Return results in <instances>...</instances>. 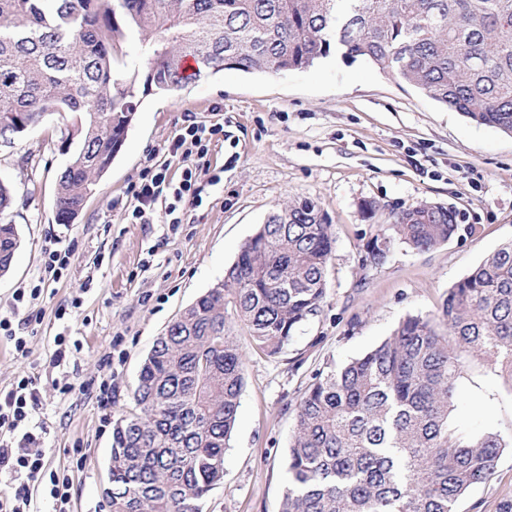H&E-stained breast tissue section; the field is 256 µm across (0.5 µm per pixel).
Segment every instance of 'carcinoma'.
<instances>
[{"mask_svg":"<svg viewBox=\"0 0 512 512\" xmlns=\"http://www.w3.org/2000/svg\"><path fill=\"white\" fill-rule=\"evenodd\" d=\"M136 42L141 78L114 50ZM336 52L426 93L470 121L512 134V0H0V142L48 112L70 115L55 220L71 224L124 143L143 93L179 89L191 57L281 73ZM11 188L0 182V274L18 247ZM392 229L417 251L458 230L454 212L419 204ZM336 240L311 200L270 212L224 280L185 309L141 365L112 424V512H202L224 479L244 385L232 330L275 356L317 315ZM367 246L363 265L384 262ZM512 375V241L448 290L433 317L406 318L378 346L320 375L296 407L280 512H456L494 478L512 441L448 423L465 359Z\"/></svg>","mask_w":512,"mask_h":512,"instance_id":"cac0c4a2","label":"carcinoma"}]
</instances>
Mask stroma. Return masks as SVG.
Returning a JSON list of instances; mask_svg holds the SVG:
<instances>
[{
    "label": "stroma",
    "instance_id": "obj_1",
    "mask_svg": "<svg viewBox=\"0 0 512 512\" xmlns=\"http://www.w3.org/2000/svg\"><path fill=\"white\" fill-rule=\"evenodd\" d=\"M223 127L198 170L200 207H186L171 227L165 201L146 224L131 223L133 187L144 168L182 165L168 147L186 120ZM63 113L46 114L0 150V181L9 184L19 248L0 274V319L28 339L17 357L0 336V391L37 376L35 416L52 467L67 469L70 512H110L112 423L129 406L140 365L155 340L224 277L241 245L275 205L310 199L336 239L320 313L301 325L276 356L256 352L243 328L244 387L224 456V480L203 512H279L297 403L316 374L359 357L410 315L437 313L447 291L500 245L512 240V134L469 122L425 93L384 76L365 61L331 55L278 74L227 69L202 72L171 93L141 95L125 141L74 223L55 221L57 178L68 157L59 149ZM220 182H213V175ZM374 203L365 212L364 203ZM420 203L450 207L459 226L443 245L416 251L394 239L397 215ZM389 239L384 263L363 265L374 239ZM68 249L61 277L46 275L43 254ZM39 288L30 307L17 290ZM65 318H57L58 309ZM41 315L28 326V312ZM69 353L53 365L55 337ZM111 354L112 369L100 359ZM112 376V401L82 391ZM451 423L465 434L512 436V375L473 358ZM81 449L77 464L73 449ZM512 497V448L492 481L472 488L457 512H496Z\"/></svg>",
    "mask_w": 512,
    "mask_h": 512
}]
</instances>
